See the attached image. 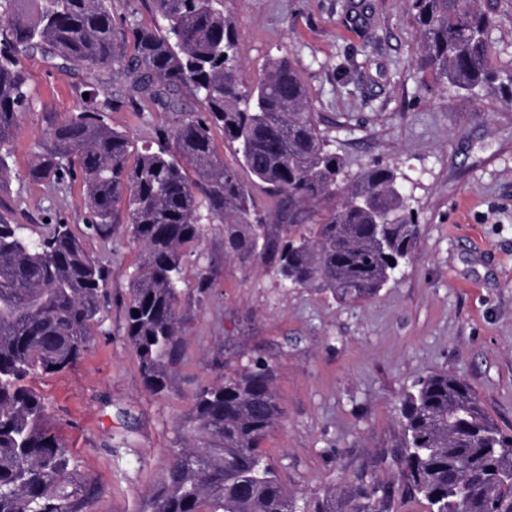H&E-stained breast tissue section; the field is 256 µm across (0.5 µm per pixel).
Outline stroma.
I'll use <instances>...</instances> for the list:
<instances>
[{"instance_id": "stroma-1", "label": "stroma", "mask_w": 512, "mask_h": 512, "mask_svg": "<svg viewBox=\"0 0 512 512\" xmlns=\"http://www.w3.org/2000/svg\"><path fill=\"white\" fill-rule=\"evenodd\" d=\"M224 13L243 86L289 60L349 171L397 172L418 220L411 258L377 296L344 304L283 287L261 259L225 257L223 224L205 225L184 259L182 361L164 394L147 392L124 334L140 247L121 224L87 231L80 182L28 177L47 114L78 112L85 71L23 58L33 104L11 144L0 208L40 232L71 225L108 275L103 334L75 368L32 385L97 489L91 512H141L199 387L256 360L272 367L284 409L260 448L300 505L364 479L394 491L395 512H428L403 493L396 463L406 388L432 373L457 374L512 429V105L498 88L479 98L440 93L415 65L419 32L407 0H224ZM486 39L495 71L512 72V0H497ZM116 89L107 82L109 121L139 148L197 107L189 98L182 112H136ZM204 273L211 286L202 292Z\"/></svg>"}]
</instances>
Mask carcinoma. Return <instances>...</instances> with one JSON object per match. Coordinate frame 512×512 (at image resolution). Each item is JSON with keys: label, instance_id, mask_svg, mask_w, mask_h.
Segmentation results:
<instances>
[{"label": "carcinoma", "instance_id": "obj_1", "mask_svg": "<svg viewBox=\"0 0 512 512\" xmlns=\"http://www.w3.org/2000/svg\"><path fill=\"white\" fill-rule=\"evenodd\" d=\"M420 35L421 68L443 89L471 97L499 79L485 32L494 23L479 0H408ZM132 45V55L126 46ZM86 70L79 112L48 122L29 170L33 180H78L86 228L96 234L126 212L142 248L125 309V335L146 391L160 395L181 362L185 321L183 258L204 220L224 224V253L277 262L285 285L355 303L380 292L416 245L417 218L395 172L375 166L352 176L331 149L297 70L277 61L251 88L239 81L233 22L223 0H152V20L117 19L111 0H0V182L11 143L32 105L20 58ZM120 77L129 103L199 113L160 133L137 154L112 127V101L99 99L102 73ZM220 130L258 181L288 199V223L257 215L238 170L224 162ZM340 198L334 208L320 204ZM313 232L296 231L302 224ZM0 212V512H89L95 487L54 431L44 398L28 378L73 368L96 342L106 276L66 224L26 234ZM283 411L273 370L263 362L201 386L179 424L172 462L142 512H295L260 449ZM405 489L430 512H512V432L486 411L461 377L433 373L401 399ZM314 512H394L390 491L362 480L341 503Z\"/></svg>", "mask_w": 512, "mask_h": 512}]
</instances>
